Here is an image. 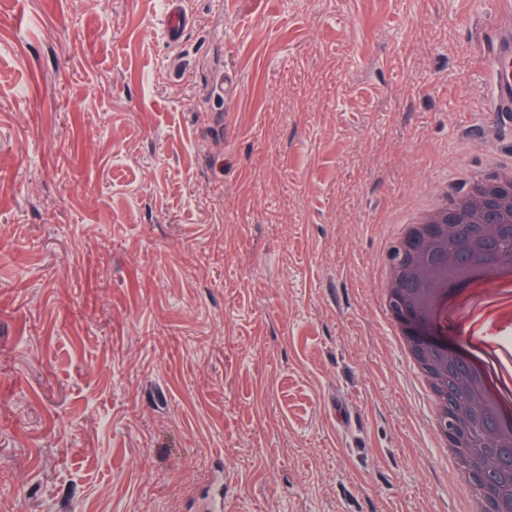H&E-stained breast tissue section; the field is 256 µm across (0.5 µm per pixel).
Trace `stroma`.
I'll return each mask as SVG.
<instances>
[{"mask_svg":"<svg viewBox=\"0 0 512 512\" xmlns=\"http://www.w3.org/2000/svg\"><path fill=\"white\" fill-rule=\"evenodd\" d=\"M183 5L0 0V512H461L377 290L501 0ZM164 29L171 43L178 42L183 29L187 25V16L182 7L181 0L164 1Z\"/></svg>","mask_w":512,"mask_h":512,"instance_id":"stroma-1","label":"stroma"}]
</instances>
